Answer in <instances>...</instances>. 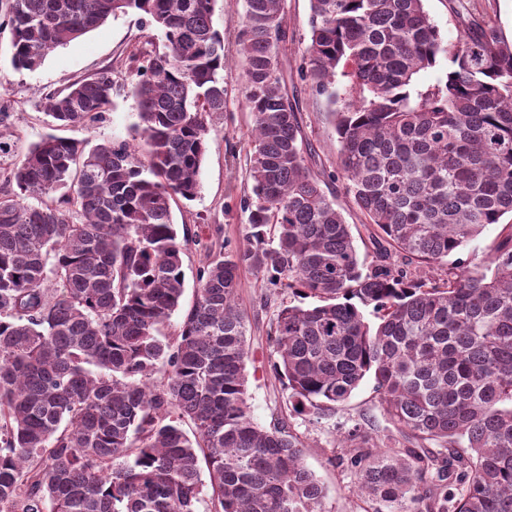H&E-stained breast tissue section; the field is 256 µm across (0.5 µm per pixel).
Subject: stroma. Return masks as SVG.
Segmentation results:
<instances>
[{
	"instance_id": "1",
	"label": "stroma",
	"mask_w": 512,
	"mask_h": 512,
	"mask_svg": "<svg viewBox=\"0 0 512 512\" xmlns=\"http://www.w3.org/2000/svg\"><path fill=\"white\" fill-rule=\"evenodd\" d=\"M425 6L444 42L458 41L463 32L458 15L463 12L493 25L505 42L512 43V0H425ZM244 7V0H216L213 22L224 37L226 57L224 112L207 136L197 197L171 203L176 228L192 230L206 225L207 236L223 243L228 251L246 246L249 233L242 203L251 193L247 180L251 125L243 98L246 62L239 53L236 25ZM285 11L293 40L284 58V72L302 103L304 133L315 150L316 165L331 172L336 167L338 142L326 117L328 106L301 77L310 38V0H285ZM159 45L152 28L131 11L109 18L100 28L50 53L38 69L18 70L11 61L10 27L0 12V130L13 134L21 152L49 134L96 143L135 138L138 106L131 93L133 59ZM103 70L111 71L118 85L109 111L87 128L54 126L40 105L44 94ZM293 299L283 284L272 283L251 268H241L238 303L246 316L250 347L251 416L264 428L287 419L292 432L307 444L306 464L326 489L325 512H374V504L360 495L357 474L350 465L355 446H377L395 453L404 451L409 443L384 415L370 378L332 410L321 414L294 411L291 392L273 368L276 356L270 344L278 310ZM354 428L358 437L346 441L347 432Z\"/></svg>"
}]
</instances>
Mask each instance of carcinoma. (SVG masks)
Returning a JSON list of instances; mask_svg holds the SVG:
<instances>
[{"instance_id":"obj_1","label":"carcinoma","mask_w":512,"mask_h":512,"mask_svg":"<svg viewBox=\"0 0 512 512\" xmlns=\"http://www.w3.org/2000/svg\"><path fill=\"white\" fill-rule=\"evenodd\" d=\"M0 6L21 69L129 11L163 45L135 70L141 143L48 135L17 155L0 130V157L16 156V190L0 196V512H198L206 496L213 512H325L303 442L251 418L244 265L315 300L282 306L270 337L295 405L329 410L371 377L392 424L436 443L350 458L377 512H512V232L448 266L512 214V44L495 27L462 15L446 44L425 0H310L303 78L329 106L334 175L308 162L284 0H245L249 235L226 252L171 217L173 197L199 193L209 119L224 112L214 0ZM441 56L446 81L416 87ZM114 91L103 71L42 108L87 127ZM338 175L380 244L370 269L329 191ZM190 243L205 253L197 298L163 341ZM509 224H512L511 214H506L501 218L500 224L488 226L480 236L469 243L460 253L448 257V263H452L456 259L465 263L474 261V258L479 260L494 242L509 232Z\"/></svg>"}]
</instances>
